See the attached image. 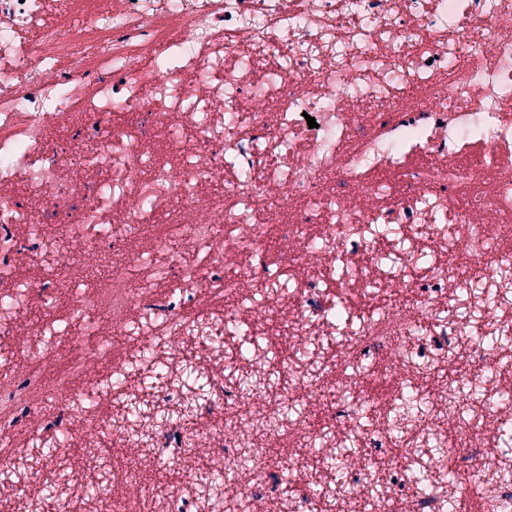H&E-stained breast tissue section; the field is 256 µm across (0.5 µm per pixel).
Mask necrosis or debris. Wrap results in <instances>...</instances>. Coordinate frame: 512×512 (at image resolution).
I'll return each instance as SVG.
<instances>
[{
  "instance_id": "1",
  "label": "necrosis or debris",
  "mask_w": 512,
  "mask_h": 512,
  "mask_svg": "<svg viewBox=\"0 0 512 512\" xmlns=\"http://www.w3.org/2000/svg\"><path fill=\"white\" fill-rule=\"evenodd\" d=\"M87 253L114 259L89 297L69 279ZM242 326L277 334L246 358ZM510 370L512 0H0V470L25 468L0 512H33L74 434L107 431L156 470L199 462L174 487L130 457L99 512H199L214 465L229 512H465L452 464L512 512L491 378ZM424 394L431 409L389 421ZM342 397L374 420L337 422ZM395 429L406 466L384 476L370 449ZM288 434L353 447L351 484L278 493ZM417 465L436 488L409 495Z\"/></svg>"
}]
</instances>
